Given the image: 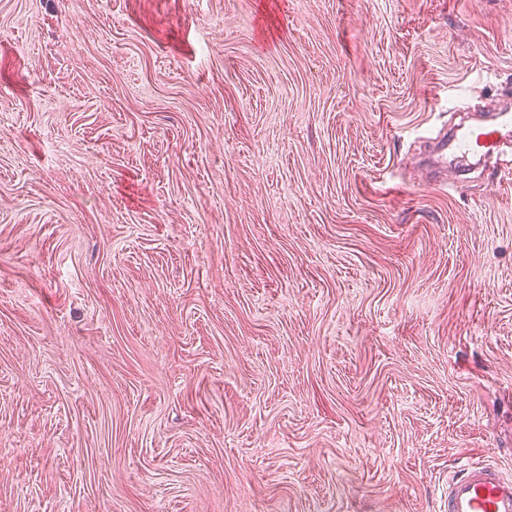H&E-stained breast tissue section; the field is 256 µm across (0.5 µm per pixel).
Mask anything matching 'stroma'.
<instances>
[{
  "label": "stroma",
  "mask_w": 512,
  "mask_h": 512,
  "mask_svg": "<svg viewBox=\"0 0 512 512\" xmlns=\"http://www.w3.org/2000/svg\"><path fill=\"white\" fill-rule=\"evenodd\" d=\"M512 0H0V512H444L512 474ZM512 136V111L503 109L495 112L477 125H458L448 134L441 146L448 147L462 156L494 155L503 140ZM445 512H512V480L490 466L470 464L448 478Z\"/></svg>",
  "instance_id": "obj_1"
}]
</instances>
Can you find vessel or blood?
I'll list each match as a JSON object with an SVG mask.
<instances>
[{"mask_svg":"<svg viewBox=\"0 0 512 512\" xmlns=\"http://www.w3.org/2000/svg\"><path fill=\"white\" fill-rule=\"evenodd\" d=\"M511 137L512 111L503 109L485 123L457 126L445 145L464 156H491ZM446 512H512V479L486 465H468L448 479Z\"/></svg>","mask_w":512,"mask_h":512,"instance_id":"1","label":"vessel or blood"}]
</instances>
